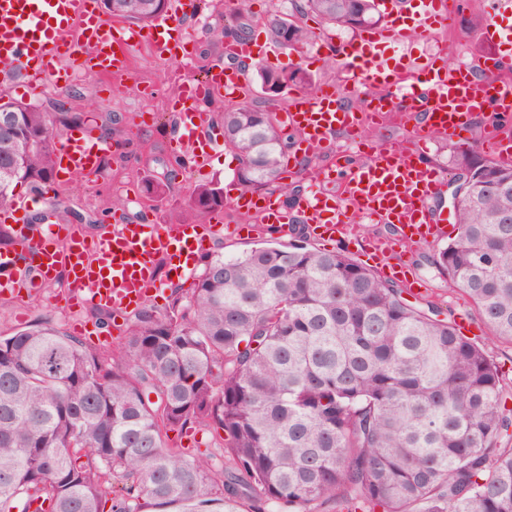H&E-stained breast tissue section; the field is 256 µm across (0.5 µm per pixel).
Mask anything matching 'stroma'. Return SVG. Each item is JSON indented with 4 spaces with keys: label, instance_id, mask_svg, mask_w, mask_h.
<instances>
[{
    "label": "stroma",
    "instance_id": "obj_1",
    "mask_svg": "<svg viewBox=\"0 0 512 512\" xmlns=\"http://www.w3.org/2000/svg\"><path fill=\"white\" fill-rule=\"evenodd\" d=\"M220 13L218 0H202L198 12L200 22L190 35L188 59L156 58L146 50L138 49L133 53L131 76L115 83L101 77L91 80L85 71H73L70 83L65 86L71 95L72 111L82 113L91 122L95 121L98 113H112L122 132L112 137L109 163L103 166L100 176L87 181L76 177L63 181L55 179L47 185L45 193L53 202L90 213L101 220L118 200L125 206L127 219H134L145 200L147 182L155 180L175 155L171 109L176 83L184 77L203 78L216 60L225 57L223 45H209L205 35L206 27L220 24ZM478 15L484 16L486 25L512 27V16H487L484 0H465L452 27L439 37L427 39L413 34L406 42L392 45L388 53L393 57L410 53H442L449 63L465 61L472 68H479L493 46L482 37L469 33L470 21ZM301 21L316 32V41L301 53L279 48L274 67L283 71L304 70L316 86L341 81L342 71L325 69L323 59L330 48L355 40V33L326 27L320 17L312 13L302 15ZM446 144V137L429 135L425 159L445 180L441 193L430 200L429 206L432 211L449 219L453 216L451 193L454 171ZM234 156L231 147L221 144L215 150L207 175L179 170L164 194L171 205L163 209V218L187 210L192 188L206 178L221 181L227 198L235 199L238 191ZM441 246L438 240L422 242L410 249L407 261L425 283L420 291L421 298L432 301L441 310L451 309L460 313L469 307L466 296L427 261L428 256ZM64 293V288L56 281L41 279L35 286L15 293L13 301L0 305V333L32 324L44 316L51 317L67 331L72 330L74 322H89V309L67 306L63 300Z\"/></svg>",
    "mask_w": 512,
    "mask_h": 512
}]
</instances>
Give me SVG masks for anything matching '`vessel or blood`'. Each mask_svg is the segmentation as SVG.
<instances>
[{
	"mask_svg": "<svg viewBox=\"0 0 512 512\" xmlns=\"http://www.w3.org/2000/svg\"><path fill=\"white\" fill-rule=\"evenodd\" d=\"M459 8V0H416L408 21H397L392 7H385L384 26L367 29L357 41L343 46L339 60L347 72L345 85L327 84L312 93L291 91L277 106L278 118L289 127L302 129L301 150H320L336 134L358 137L361 116L349 111L346 90H371L374 112L398 122H414L419 137L436 133L467 141L471 115L492 112L497 122L512 124V80L499 76L500 67L512 64V27L485 29L483 37L495 48L482 74L436 64L427 56L390 61L387 46L403 42L415 32L431 33L447 28ZM194 0H174L173 7L146 28L111 22L95 13L91 0H0V81L30 92L67 80L63 58L81 55L82 68H99L117 79L129 75L131 52L147 46L156 56L178 57L189 38L188 22ZM234 65L218 68L205 79H187L179 86L176 139L190 171L208 166L215 142L206 136L209 124L203 108L210 96L239 100L248 84V64L268 60L272 48L252 40L234 43ZM112 149L108 141L80 130L63 135L56 149V170L72 176L94 172ZM339 185L335 197L308 195L292 208L267 196L237 197L240 211L278 228L291 224L314 225L320 233L357 240L377 272L387 278L405 276L403 253L421 240L442 234L441 218L428 201L443 187L440 175L424 160L419 147L400 142L369 149L366 154L341 155L327 170ZM42 195L16 198L0 210L8 222L44 203ZM374 224H396L400 237L360 238L354 215ZM255 225L162 223L157 208L146 209L140 220L104 221L93 242L75 227L56 225L49 235H23L18 246L0 249V290L22 288L24 267L36 266L42 278L67 270L71 289L66 297L77 307L104 306L125 312L155 289L157 267L166 263L170 274H190L212 237L225 233L254 232Z\"/></svg>",
	"mask_w": 512,
	"mask_h": 512,
	"instance_id": "b4317fda",
	"label": "vessel or blood"
}]
</instances>
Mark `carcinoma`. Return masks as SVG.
<instances>
[{
  "mask_svg": "<svg viewBox=\"0 0 512 512\" xmlns=\"http://www.w3.org/2000/svg\"><path fill=\"white\" fill-rule=\"evenodd\" d=\"M119 22L150 25L170 0H113ZM235 0L209 41L240 37ZM356 30L380 21L376 0H301L276 16L273 40L302 52L315 34L297 15ZM261 62L266 100L313 90ZM239 156L242 194L278 183L298 129L254 104L215 114ZM83 122L64 102L22 107L0 124V207L17 185L55 175L62 131ZM456 234L431 263L472 302L489 340L512 345V165L453 150ZM226 205L219 182L196 185L186 219ZM294 241L203 257L193 287L168 307L136 310L117 348H97L52 320L0 335V512H512V385L454 314L408 303L407 289L344 250ZM222 430L206 460L168 433Z\"/></svg>",
  "mask_w": 512,
  "mask_h": 512,
  "instance_id": "obj_1",
  "label": "carcinoma"
}]
</instances>
